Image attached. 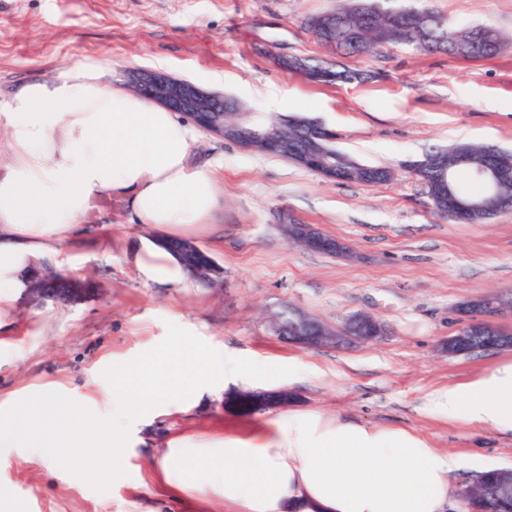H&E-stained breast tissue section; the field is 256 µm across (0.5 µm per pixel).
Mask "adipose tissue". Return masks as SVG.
Segmentation results:
<instances>
[{
  "mask_svg": "<svg viewBox=\"0 0 512 512\" xmlns=\"http://www.w3.org/2000/svg\"><path fill=\"white\" fill-rule=\"evenodd\" d=\"M198 137L195 124L108 81L93 59L14 92L0 105V306L11 303L20 271L84 233L95 197L123 199L132 222L171 237L208 224L220 166L192 162ZM136 261L146 280L188 279L160 248ZM426 409L512 433V358L432 392ZM157 464L172 499H217L226 512H451L459 456L412 428L311 408L245 434L172 436Z\"/></svg>",
  "mask_w": 512,
  "mask_h": 512,
  "instance_id": "adipose-tissue-1",
  "label": "adipose tissue"
}]
</instances>
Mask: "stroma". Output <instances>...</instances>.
Here are the masks:
<instances>
[{
    "mask_svg": "<svg viewBox=\"0 0 512 512\" xmlns=\"http://www.w3.org/2000/svg\"><path fill=\"white\" fill-rule=\"evenodd\" d=\"M339 0H0V102L24 83L84 59L129 84L133 71L163 63L166 73L224 93L248 120L302 114L336 134L355 161L385 166L382 184L338 182L281 157L247 152L202 132L191 159L222 162L219 206L196 244L224 269L220 287L146 284L136 266L158 233L132 224L117 198L94 199L87 232L40 263L86 282L69 302L14 290L0 311V398L48 388L76 401L97 393L104 370L158 345L168 324L211 347L253 355L297 373L288 384L300 409L320 407L379 425L413 427L434 447L461 453L454 489L485 468H512V435L428 415L434 390L491 369L499 350L448 353L460 306L512 293V210L487 223H451L432 210L414 164L460 142L512 150V49L477 61L386 47L341 56L363 82L319 84L280 66L283 57L326 58L307 26ZM449 25L489 24L512 33V0H419ZM313 225L345 254L288 240L285 219ZM290 310L344 329L358 313L384 327L373 342L354 339L301 348L274 332ZM239 388L216 385L187 416L142 429L125 476L99 493L62 469L17 454L0 464V496L17 512H184L162 498L155 456L167 437L221 433L275 417L276 407L240 413Z\"/></svg>",
    "mask_w": 512,
    "mask_h": 512,
    "instance_id": "stroma-1",
    "label": "stroma"
}]
</instances>
